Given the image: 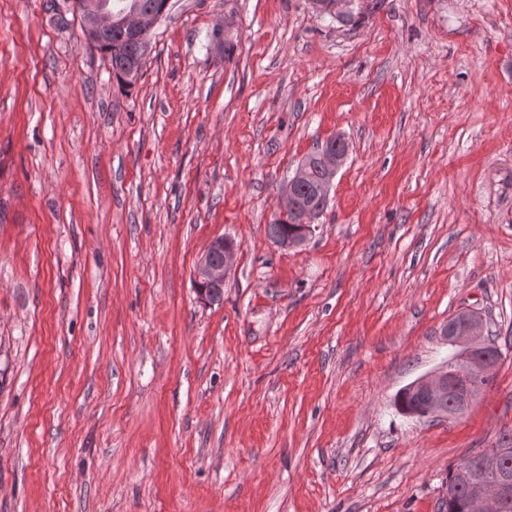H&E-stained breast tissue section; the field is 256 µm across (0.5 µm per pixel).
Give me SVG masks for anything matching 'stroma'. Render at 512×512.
Segmentation results:
<instances>
[{
	"label": "stroma",
	"instance_id": "35a3bbf8",
	"mask_svg": "<svg viewBox=\"0 0 512 512\" xmlns=\"http://www.w3.org/2000/svg\"><path fill=\"white\" fill-rule=\"evenodd\" d=\"M150 46L124 91L66 0H0V512H439L512 430V0L357 28L169 0ZM334 135L328 206L283 248L281 190ZM463 310L492 387L401 413ZM215 252H224V263L218 264L213 260ZM234 256V249L224 246V237H217L213 239L207 246L206 250L197 262L195 269V283L205 284L210 286L208 294L214 291L217 295L221 296L223 292L218 286L224 288V279L226 278L227 271L231 266Z\"/></svg>",
	"mask_w": 512,
	"mask_h": 512
}]
</instances>
